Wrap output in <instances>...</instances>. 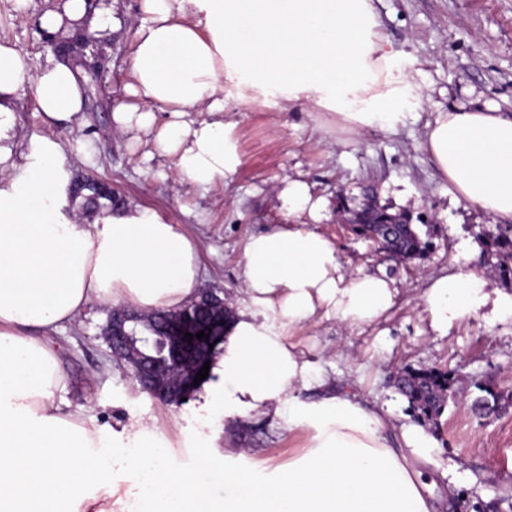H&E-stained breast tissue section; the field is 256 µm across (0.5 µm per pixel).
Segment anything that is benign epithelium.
<instances>
[{
	"label": "benign epithelium",
	"mask_w": 512,
	"mask_h": 512,
	"mask_svg": "<svg viewBox=\"0 0 512 512\" xmlns=\"http://www.w3.org/2000/svg\"><path fill=\"white\" fill-rule=\"evenodd\" d=\"M58 56L80 58L82 67L101 69L104 53L91 41L78 46L55 41ZM205 332L209 339L195 335ZM194 338H189L186 333ZM104 339L112 356L154 397L180 404L197 390L194 380L204 363L224 350V300L204 292L193 304L154 318L134 309L112 310Z\"/></svg>",
	"instance_id": "7a95c632"
}]
</instances>
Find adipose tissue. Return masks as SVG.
<instances>
[{"mask_svg":"<svg viewBox=\"0 0 512 512\" xmlns=\"http://www.w3.org/2000/svg\"><path fill=\"white\" fill-rule=\"evenodd\" d=\"M140 10L133 81L113 127L153 133L156 150L200 187L230 179L242 164L227 101L299 106L360 134L395 130L414 96L396 72L374 0H141ZM85 19L105 27L112 15L65 0L40 25L55 33ZM28 81L52 123H75L84 105L68 66L31 73L22 53L0 43V512H113L109 434L72 410L51 335L96 304L183 308L198 295L202 256L181 225L137 206L94 219L65 214L69 173L51 140L13 162L16 100ZM424 147L465 201L512 220V115L491 107L438 113ZM279 198L283 223L244 242L242 297L213 370L223 379L225 417L280 419L308 443L272 472L221 471L206 454L182 472L162 467L152 427L133 425L125 454L146 512H441L459 485L434 494L420 469L439 446L434 433L349 390L303 397L319 377L289 331L322 315L374 322L399 289L383 274L344 271L336 244L313 227L328 202L307 182L284 179ZM421 300L440 333L476 315L512 319V293L492 287L466 257Z\"/></svg>","mask_w":512,"mask_h":512,"instance_id":"ef3b65f1","label":"adipose tissue"}]
</instances>
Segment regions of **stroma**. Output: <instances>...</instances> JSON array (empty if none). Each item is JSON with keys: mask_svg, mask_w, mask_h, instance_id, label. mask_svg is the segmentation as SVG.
Returning a JSON list of instances; mask_svg holds the SVG:
<instances>
[{"mask_svg": "<svg viewBox=\"0 0 512 512\" xmlns=\"http://www.w3.org/2000/svg\"><path fill=\"white\" fill-rule=\"evenodd\" d=\"M60 3L0 0V43L25 55L31 71L55 59L39 18ZM374 5L384 36L415 86L416 98L396 130L356 135L298 108L279 112L230 101L224 117L235 124L243 163L228 184L198 187L179 176L172 157L158 153L152 135L112 129V110L126 99L129 56L142 15L139 0H105L117 25L94 31L108 59L102 110L83 112L74 126L52 125L39 111L32 87H25L16 107V152L25 154L36 141L52 139L70 175L106 183L125 205L182 225L202 251V289L220 292L230 303L241 286L246 237L281 223L278 191L284 178L306 181L329 202V216L318 228L336 243L343 266L384 269L400 294L374 323L344 327L324 318L291 331L289 342L340 385L402 411L408 403L395 380L405 368L457 370L463 395L439 420L440 449L430 476L440 486L456 476L469 479L452 512H512V409L484 418L471 410L475 382L512 392V323L472 316L442 335L430 327L421 305L431 280L453 272L461 251L470 252L475 268L483 266L478 234L494 220L455 196L423 141L437 112L490 105L512 114V0H374ZM369 186L380 203L437 226L433 247L420 263L385 259L342 223L339 197L356 206ZM109 314V308L92 306L60 329L54 344L70 378L73 409L112 432V481L121 497L116 512H127L137 492L122 453L132 424L154 426L156 442L174 470L193 469L205 453L216 467H244L243 458L225 459L229 448L261 449L268 465L279 467L303 447V434L289 432L283 421L254 416L228 425L214 399L221 387L215 378L180 406L152 397L124 373L105 343Z\"/></svg>", "mask_w": 512, "mask_h": 512, "instance_id": "obj_1", "label": "stroma"}]
</instances>
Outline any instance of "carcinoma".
I'll return each instance as SVG.
<instances>
[{
    "label": "carcinoma",
    "instance_id": "1",
    "mask_svg": "<svg viewBox=\"0 0 512 512\" xmlns=\"http://www.w3.org/2000/svg\"><path fill=\"white\" fill-rule=\"evenodd\" d=\"M73 196L83 199L92 211H114L119 203L112 193L95 180H84L72 188ZM351 231L358 237L378 243L403 263L424 259L432 246L434 226L420 228L411 223L406 212H390V207L373 200L350 211ZM484 259L490 271L504 284L512 286V224H496L481 233ZM457 371L451 368L405 369L397 380V389L407 398L408 409L423 423L435 424L454 396ZM474 387L480 392L472 410L483 416L496 414L506 407L502 394L484 382Z\"/></svg>",
    "mask_w": 512,
    "mask_h": 512
}]
</instances>
